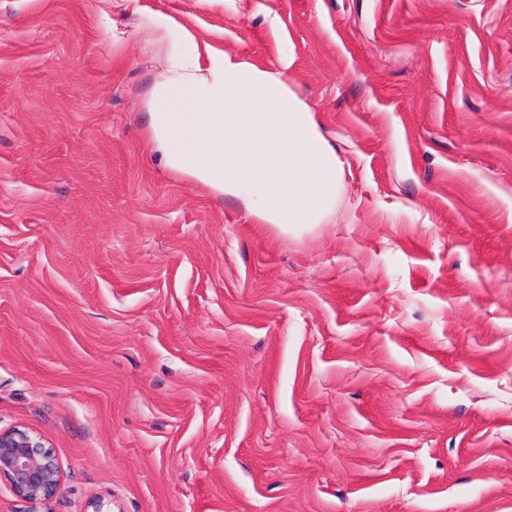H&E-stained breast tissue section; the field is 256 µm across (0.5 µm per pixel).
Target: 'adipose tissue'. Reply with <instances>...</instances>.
<instances>
[{"mask_svg":"<svg viewBox=\"0 0 512 512\" xmlns=\"http://www.w3.org/2000/svg\"><path fill=\"white\" fill-rule=\"evenodd\" d=\"M150 143L172 172L288 231L336 212L344 164L310 104L280 74L191 43L154 88Z\"/></svg>","mask_w":512,"mask_h":512,"instance_id":"1","label":"adipose tissue"}]
</instances>
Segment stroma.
Here are the masks:
<instances>
[{
	"label": "stroma",
	"instance_id": "1",
	"mask_svg": "<svg viewBox=\"0 0 512 512\" xmlns=\"http://www.w3.org/2000/svg\"><path fill=\"white\" fill-rule=\"evenodd\" d=\"M189 34L314 107L335 219L151 151ZM13 427L38 512H512V0H0ZM36 506L60 488L62 472L44 439L19 428L0 429V478Z\"/></svg>",
	"mask_w": 512,
	"mask_h": 512
}]
</instances>
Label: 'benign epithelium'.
<instances>
[{
  "label": "benign epithelium",
  "instance_id": "7a95c632",
  "mask_svg": "<svg viewBox=\"0 0 512 512\" xmlns=\"http://www.w3.org/2000/svg\"><path fill=\"white\" fill-rule=\"evenodd\" d=\"M0 478L35 506L60 488L62 472L40 435L15 427L0 429Z\"/></svg>",
  "mask_w": 512,
  "mask_h": 512
}]
</instances>
